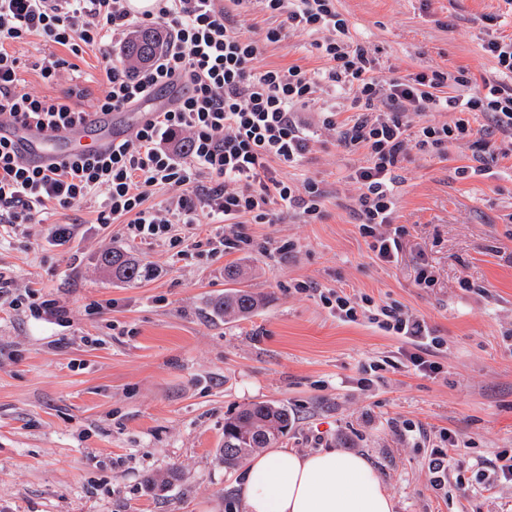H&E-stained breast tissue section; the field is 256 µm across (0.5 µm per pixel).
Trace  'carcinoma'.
<instances>
[{
    "label": "carcinoma",
    "mask_w": 512,
    "mask_h": 512,
    "mask_svg": "<svg viewBox=\"0 0 512 512\" xmlns=\"http://www.w3.org/2000/svg\"><path fill=\"white\" fill-rule=\"evenodd\" d=\"M166 38L162 28H149L134 32L122 49V58L132 69L152 62L160 52ZM100 265L112 270V277L132 281L152 275V269L143 267L134 258L120 251L105 252L99 257ZM264 304V298L244 288L235 287L217 298L214 310L226 318L245 319ZM288 408L281 404L261 402L239 410L224 420V444L218 449V460L224 468L232 469L263 448H274L291 425ZM179 478L178 470L165 477H150L148 488L165 492Z\"/></svg>",
    "instance_id": "carcinoma-1"
}]
</instances>
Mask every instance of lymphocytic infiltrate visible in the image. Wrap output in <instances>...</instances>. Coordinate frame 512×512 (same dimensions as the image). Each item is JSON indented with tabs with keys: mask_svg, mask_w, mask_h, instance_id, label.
<instances>
[{
	"mask_svg": "<svg viewBox=\"0 0 512 512\" xmlns=\"http://www.w3.org/2000/svg\"><path fill=\"white\" fill-rule=\"evenodd\" d=\"M263 13L277 26L256 32L248 16ZM160 26L168 40L148 66L129 70L112 59L109 46L131 31ZM312 36L322 60L310 70L298 64L257 69L265 49L288 33ZM38 36L68 51L26 65L13 52ZM101 49L100 96L74 84L61 97L21 91L20 73L32 67L45 82L61 69L78 71L84 49ZM498 76L472 92L465 76L438 70L407 76L379 73V50L352 39L336 0H156L132 14L128 0H0V127L22 124L64 131L97 112L140 111L144 119L104 151H92L33 168L0 138V223H50L60 243L75 234L69 212L102 196L96 221L121 225L132 239L162 240L179 256L220 251H264L245 230L273 223L278 213H298L308 224L324 216L329 195L321 182L281 175L300 165L317 141L304 115L317 113L338 146L363 155L348 178L359 187L352 210L376 259L397 260L399 233L390 229L398 207V170L408 150L447 157L455 144L470 143L479 171L489 161L512 158V147H495L494 136L512 140V39L489 36L482 44ZM180 87L169 104L159 92ZM453 112L452 121H424L427 112ZM479 113L486 123L474 128ZM167 191L162 201L156 192ZM212 227L195 236L202 217ZM322 301L339 321L367 318L409 343L407 362L422 374L438 373L432 356L442 344L424 318L370 298L355 301L341 290Z\"/></svg>",
	"mask_w": 512,
	"mask_h": 512,
	"instance_id": "1",
	"label": "lymphocytic infiltrate"
}]
</instances>
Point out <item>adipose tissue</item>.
Segmentation results:
<instances>
[{"label":"adipose tissue","instance_id":"1","mask_svg":"<svg viewBox=\"0 0 512 512\" xmlns=\"http://www.w3.org/2000/svg\"><path fill=\"white\" fill-rule=\"evenodd\" d=\"M243 512H393L374 466L343 451L252 456L238 485Z\"/></svg>","mask_w":512,"mask_h":512}]
</instances>
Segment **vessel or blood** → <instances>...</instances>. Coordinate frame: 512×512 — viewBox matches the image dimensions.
<instances>
[{
    "instance_id": "1",
    "label": "vessel or blood",
    "mask_w": 512,
    "mask_h": 512,
    "mask_svg": "<svg viewBox=\"0 0 512 512\" xmlns=\"http://www.w3.org/2000/svg\"><path fill=\"white\" fill-rule=\"evenodd\" d=\"M140 118L137 112H111L99 115L94 125L80 126L62 135L21 125L0 133L23 151L31 165L43 166L50 160L65 158L80 150L104 148L121 139L126 125L138 122Z\"/></svg>"
}]
</instances>
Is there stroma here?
<instances>
[{"instance_id":"35a3bbf8","label":"stroma","mask_w":512,"mask_h":512,"mask_svg":"<svg viewBox=\"0 0 512 512\" xmlns=\"http://www.w3.org/2000/svg\"><path fill=\"white\" fill-rule=\"evenodd\" d=\"M359 41L379 47L385 76L424 68L493 77L487 32L512 37L505 0H338ZM308 36L270 45L258 65L321 62ZM361 161L319 131L295 180L331 195L319 223L281 213L249 224L265 253L173 257L167 243L126 238L82 203L74 237L47 227L0 226V512H241L240 470L217 460L224 419L254 402L288 407L295 423L280 441L299 452L366 456L394 512H512V482L483 491L482 463L512 451V159L489 176L470 172L469 145L447 158L409 153L399 171L401 250L379 262L345 206ZM118 249L150 265L151 278L113 280L98 262ZM246 268L264 297L246 319L212 315L224 269ZM434 275L417 282L420 268ZM306 291H296L297 283ZM343 290L423 316L442 341L439 373L404 367L402 342L367 320L344 323L320 295ZM56 300L66 322L36 316L13 299ZM453 431L460 447L443 486L432 449ZM164 495L145 480L172 467Z\"/></svg>"}]
</instances>
